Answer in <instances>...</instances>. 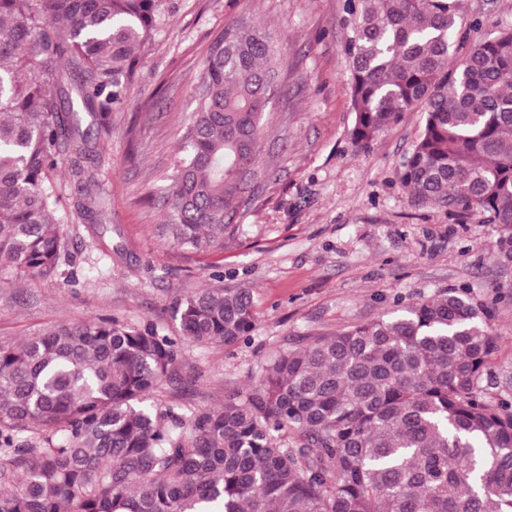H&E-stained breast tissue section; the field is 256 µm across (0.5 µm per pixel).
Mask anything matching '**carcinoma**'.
<instances>
[{
	"mask_svg": "<svg viewBox=\"0 0 512 512\" xmlns=\"http://www.w3.org/2000/svg\"><path fill=\"white\" fill-rule=\"evenodd\" d=\"M161 0H0V265L54 273L53 176L75 217L110 221L103 152ZM352 138L424 122L399 174L417 207L494 225L512 276V29L467 40L465 0H346ZM270 37L242 19L210 45L162 235L217 252L281 92ZM178 335L90 317L0 342V512H512V392L490 393L491 310L467 287L279 353L214 409L147 404L189 345L255 326L248 290L174 307Z\"/></svg>",
	"mask_w": 512,
	"mask_h": 512,
	"instance_id": "1",
	"label": "carcinoma"
}]
</instances>
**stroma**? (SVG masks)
<instances>
[{"label": "stroma", "mask_w": 512, "mask_h": 512, "mask_svg": "<svg viewBox=\"0 0 512 512\" xmlns=\"http://www.w3.org/2000/svg\"><path fill=\"white\" fill-rule=\"evenodd\" d=\"M346 0H163L165 21L143 50L124 111L102 157L112 221L60 211L68 254L57 275L27 282L0 268V341L110 316L173 336L177 299L201 288L250 290L256 324L234 346L186 348L150 403L205 410L243 387L276 353L394 310L396 303L466 286L492 303L497 350L490 369L512 383V296L500 280L492 226L453 224L433 206H411L398 178L424 115L402 120L359 148L352 139ZM267 28L284 64L283 96L269 106L263 170L249 179L218 253L168 245L160 188L194 108L192 89L211 40L233 20Z\"/></svg>", "instance_id": "35a3bbf8"}]
</instances>
